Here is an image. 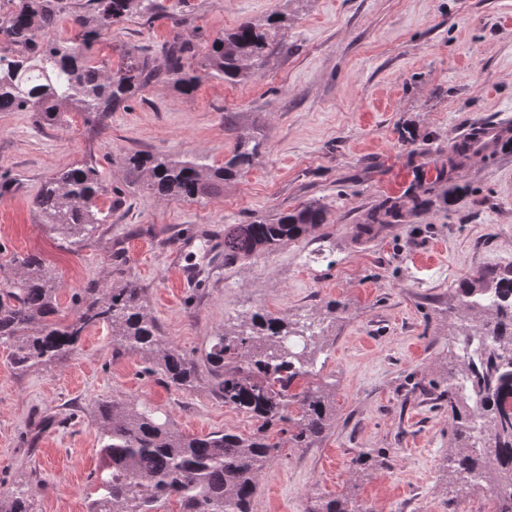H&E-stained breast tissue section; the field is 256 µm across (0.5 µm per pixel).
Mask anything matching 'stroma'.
<instances>
[{
	"instance_id": "35a3bbf8",
	"label": "stroma",
	"mask_w": 512,
	"mask_h": 512,
	"mask_svg": "<svg viewBox=\"0 0 512 512\" xmlns=\"http://www.w3.org/2000/svg\"><path fill=\"white\" fill-rule=\"evenodd\" d=\"M288 10L284 44L265 68L229 84L202 76L190 95L154 83L102 122L0 112V286L17 261L40 256L59 284L60 320L81 289L134 279L162 338L198 363L193 388L145 373L87 329L51 368L19 371L0 347V494L27 486L32 512H88L103 465L97 401L134 399L187 435L256 420L226 406L206 362L213 339L260 310L320 323L307 385L331 386L335 422L310 448H286L259 480L251 512H306L315 498L351 496L368 512H487L455 487L453 422L429 383L442 380L460 320L458 280L512 267V0H176L132 16L93 47L120 68L180 35L205 57L244 21ZM491 124L495 146L451 177L448 150ZM244 131L266 150L206 194L163 201L125 166L128 154L188 153L223 165ZM96 157L110 223L80 248L42 224V181ZM449 169V168H448ZM425 187L426 203L371 239L355 227L382 202ZM317 200L326 224L274 252L224 262V228Z\"/></svg>"
}]
</instances>
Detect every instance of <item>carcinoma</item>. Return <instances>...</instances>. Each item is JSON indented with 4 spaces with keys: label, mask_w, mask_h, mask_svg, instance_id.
<instances>
[{
    "label": "carcinoma",
    "mask_w": 512,
    "mask_h": 512,
    "mask_svg": "<svg viewBox=\"0 0 512 512\" xmlns=\"http://www.w3.org/2000/svg\"><path fill=\"white\" fill-rule=\"evenodd\" d=\"M0 6V112H39L54 121L61 108L87 117L117 111L128 98L156 83L193 93L198 68L235 84L259 74L288 34L290 18L273 12L264 20L246 21L216 37L203 62L193 45L176 36L160 66L149 56H136L117 70L97 64L94 43L112 27L139 14L153 15L161 0H87L88 12L71 16L75 37L50 35L66 9L64 0H7ZM266 149L254 136L237 139L224 165L214 167L186 154L135 152L126 158L130 172L145 180L146 189L164 201L193 199L209 181L239 174ZM473 145L464 142L448 154L453 172ZM103 186L93 158L45 178L33 200L44 224L77 246L108 223L112 209L99 205ZM393 204L375 213L363 230L403 217ZM326 207L316 201L272 219L224 228V263L274 251L327 223ZM59 284L36 254L18 261V272L0 289V344L11 350L17 370L49 368L68 356L89 327L106 323L112 348L138 355L144 371L167 383L190 389L197 380L194 358L158 336L156 320L147 312L142 289L127 281L112 288H85L75 299L74 316L62 323L58 313ZM456 312L481 317L466 322L459 339L482 341L475 357L449 356L447 377L437 400L448 406L458 451L448 458L456 481L472 473L490 485L512 484V330L498 323L512 316V269L478 271L456 289ZM285 319L253 313L239 328L214 337L206 354L214 387L232 406L260 421L250 435L233 430L202 436L185 435L161 419L154 409L135 401L112 400L98 405L96 421L105 444V487L91 500L90 512H154L175 500L180 512H250L261 473L282 449L310 448L333 424L334 402L321 386L293 389L313 363L315 335L302 337V349L288 343ZM0 512H32L23 493L0 496ZM307 512H364L353 498L315 501Z\"/></svg>",
    "instance_id": "cac0c4a2"
}]
</instances>
